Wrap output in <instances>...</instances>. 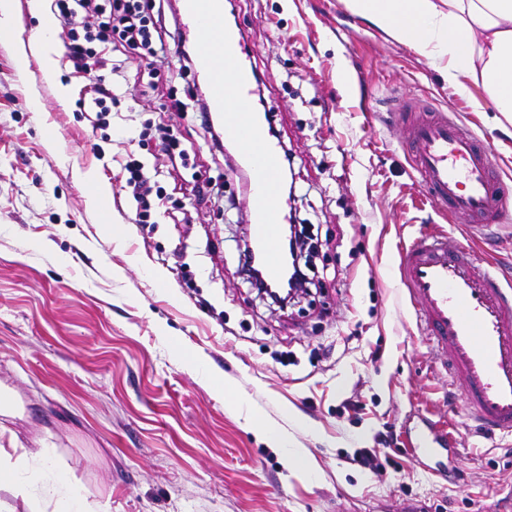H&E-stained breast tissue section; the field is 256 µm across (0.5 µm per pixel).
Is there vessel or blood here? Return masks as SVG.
Returning a JSON list of instances; mask_svg holds the SVG:
<instances>
[{
    "label": "vessel or blood",
    "mask_w": 512,
    "mask_h": 512,
    "mask_svg": "<svg viewBox=\"0 0 512 512\" xmlns=\"http://www.w3.org/2000/svg\"><path fill=\"white\" fill-rule=\"evenodd\" d=\"M226 12V0H181V37L195 49L210 115L222 124L225 139L237 145L249 174V258L263 267L273 287L286 273L277 229L286 203L283 148L261 113L242 109L255 93L256 75ZM394 118L432 204L478 228L503 223L512 191L496 174L488 143L444 112H398ZM396 275L451 385L462 388L473 419L487 432L512 436V281L500 277L494 263L480 259L471 245H451L425 231L399 245ZM457 443L445 425L424 418L410 450L431 459Z\"/></svg>",
    "instance_id": "vessel-or-blood-1"
}]
</instances>
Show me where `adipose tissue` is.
Masks as SVG:
<instances>
[{
  "instance_id": "obj_1",
  "label": "adipose tissue",
  "mask_w": 512,
  "mask_h": 512,
  "mask_svg": "<svg viewBox=\"0 0 512 512\" xmlns=\"http://www.w3.org/2000/svg\"><path fill=\"white\" fill-rule=\"evenodd\" d=\"M419 54L447 62L449 85L483 87L496 111L512 115V0H347ZM0 486L41 512H96L55 449L37 454L0 448Z\"/></svg>"
}]
</instances>
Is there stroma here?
<instances>
[{"label": "stroma", "instance_id": "35a3bbf8", "mask_svg": "<svg viewBox=\"0 0 512 512\" xmlns=\"http://www.w3.org/2000/svg\"><path fill=\"white\" fill-rule=\"evenodd\" d=\"M231 2L296 155L308 295L282 309L238 274L247 195L197 113L173 108L195 83L174 52L150 76L113 52L125 77L100 127L64 55L56 83L43 77L36 39L51 0H13L17 34L0 39V395L14 410L0 414V448L56 449L106 512H512V437L475 434L395 274L400 241L433 224L512 272V207L489 241L445 221L422 204L400 130L381 115L398 98L452 113L511 176L512 118L345 0ZM161 129L187 166L159 156ZM130 153L158 173L150 224L119 190ZM85 172L109 192L102 209L87 204ZM195 175L222 195L183 193ZM189 357L207 372L189 371ZM250 413L304 462L270 447ZM430 414L461 441L455 480L407 449ZM362 448L381 470L352 463Z\"/></svg>", "mask_w": 512, "mask_h": 512}]
</instances>
